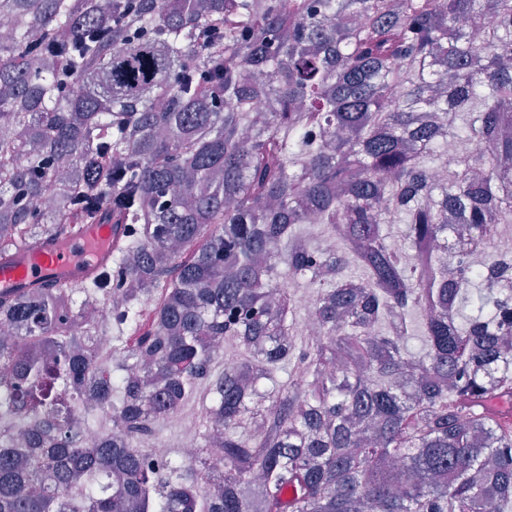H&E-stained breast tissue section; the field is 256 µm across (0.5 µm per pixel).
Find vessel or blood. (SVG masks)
I'll list each match as a JSON object with an SVG mask.
<instances>
[{
  "label": "vessel or blood",
  "mask_w": 512,
  "mask_h": 512,
  "mask_svg": "<svg viewBox=\"0 0 512 512\" xmlns=\"http://www.w3.org/2000/svg\"><path fill=\"white\" fill-rule=\"evenodd\" d=\"M125 233V225L109 223L85 224L63 238L42 236L0 259V292L18 296L97 278L111 268L112 251Z\"/></svg>",
  "instance_id": "b4317fda"
}]
</instances>
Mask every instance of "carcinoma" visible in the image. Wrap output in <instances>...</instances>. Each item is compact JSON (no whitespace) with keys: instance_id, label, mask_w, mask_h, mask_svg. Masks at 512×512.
I'll use <instances>...</instances> for the list:
<instances>
[{"instance_id":"1","label":"carcinoma","mask_w":512,"mask_h":512,"mask_svg":"<svg viewBox=\"0 0 512 512\" xmlns=\"http://www.w3.org/2000/svg\"><path fill=\"white\" fill-rule=\"evenodd\" d=\"M0 12V255L127 225L111 272L0 295V421L16 426L0 512H512V254L495 242L512 217V0ZM451 141L472 150L450 161ZM312 222L336 253L297 231ZM352 265L358 293L340 286ZM298 277L318 338L282 288ZM113 295L103 330L134 340L103 358L90 331ZM227 340L243 355L214 379ZM204 382L215 417L196 447L150 456ZM91 419L112 430L83 447Z\"/></svg>"}]
</instances>
